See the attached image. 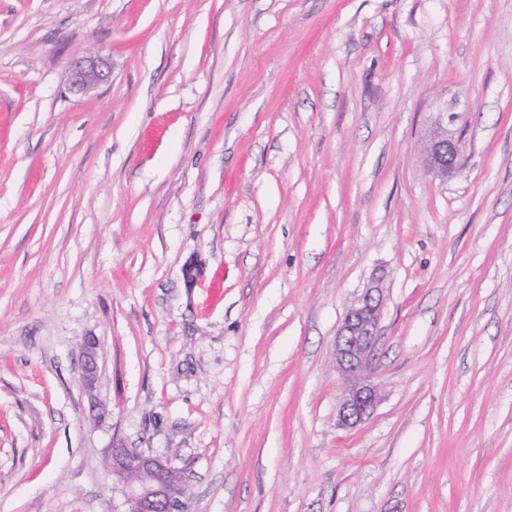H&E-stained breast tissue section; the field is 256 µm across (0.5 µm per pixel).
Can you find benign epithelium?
I'll return each instance as SVG.
<instances>
[{"label": "benign epithelium", "mask_w": 512, "mask_h": 512, "mask_svg": "<svg viewBox=\"0 0 512 512\" xmlns=\"http://www.w3.org/2000/svg\"><path fill=\"white\" fill-rule=\"evenodd\" d=\"M108 78L102 58L86 57L71 65L70 89L84 93ZM426 162L442 178L459 165L457 139L448 133V128L440 125L433 131ZM383 306V288L374 280L346 310L337 330L332 360L343 382L337 414V426L342 429L364 423L380 401L373 371ZM99 357V343L88 339L83 347L80 378L89 392L98 380ZM110 456L112 475L122 498L120 512H183L185 491L172 479L174 469L167 462L143 452L135 453L122 443L113 445Z\"/></svg>", "instance_id": "benign-epithelium-1"}]
</instances>
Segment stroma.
Segmentation results:
<instances>
[{
  "instance_id": "obj_1",
  "label": "stroma",
  "mask_w": 512,
  "mask_h": 512,
  "mask_svg": "<svg viewBox=\"0 0 512 512\" xmlns=\"http://www.w3.org/2000/svg\"><path fill=\"white\" fill-rule=\"evenodd\" d=\"M117 441L185 512H512V0H0V512H118ZM107 69L104 60L98 56L86 57L73 62L70 69V89L75 93L88 91L109 78ZM457 142L455 136L448 133V126L439 125L433 131L426 162L436 175L446 178L459 165ZM383 306V288L374 280L346 310L337 330L332 360L344 387L337 414L342 429L364 423L380 401L373 371ZM82 357L80 378L86 390L91 393L98 380L100 357L99 343L94 338L85 342Z\"/></svg>"
}]
</instances>
